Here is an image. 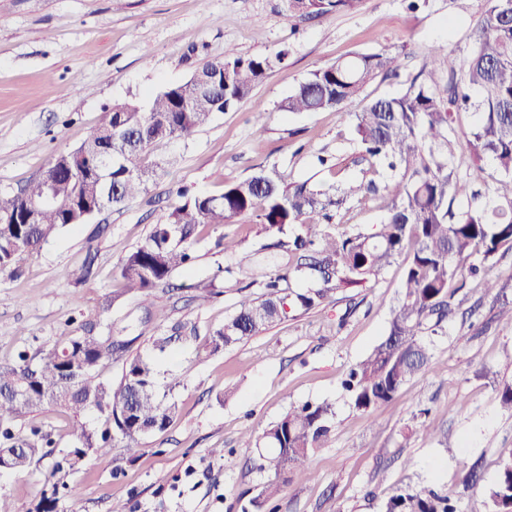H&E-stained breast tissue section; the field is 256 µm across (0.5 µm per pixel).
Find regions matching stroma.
I'll return each instance as SVG.
<instances>
[{
    "mask_svg": "<svg viewBox=\"0 0 512 512\" xmlns=\"http://www.w3.org/2000/svg\"><path fill=\"white\" fill-rule=\"evenodd\" d=\"M409 2L361 0L354 10L311 18L292 14L288 0H0L4 193L78 147L113 103L147 104L229 50L243 56L288 51L237 108L164 145L168 165L146 194L98 216L103 234L96 224L66 229L25 258L17 275L0 276V360L20 351L41 355L73 327L77 312L94 316L109 296V317L127 326L132 353L148 354L152 336L182 333L156 357L162 376L184 380L167 396L179 410L175 423L147 437L137 460L116 448L66 474L67 495L82 512H111L117 501L133 512H240L270 480L258 468V449L241 446L242 434L261 435L292 404L307 400L333 405L332 432L311 460L313 478L282 483L281 512H380L391 489L406 485L447 492L458 512H490L485 489L497 478L502 454L512 450V412L499 396L512 385V326L498 317L503 305H512V251L490 270L495 290L471 278L453 297L451 314L430 338L436 370L416 375L395 400L366 413L354 407L341 380L386 335L403 262L365 287L338 289L321 307L289 313L207 356L198 354V338L232 316L242 295L261 294L245 275L267 242L253 218L210 228L195 246L194 265L156 290V302L169 311L166 321L143 322L138 298L122 294L116 275L124 253L164 221L177 191L216 194L260 166L318 183L359 178L356 105L288 114L280 104L311 73L355 52L388 47L403 59L398 75H379L365 88L368 100L397 95L415 80L442 83L449 72H462L485 0H420L415 10ZM438 42L447 46L448 67L433 73L428 50ZM323 157L338 162L339 172L321 166ZM385 213L384 198L350 201L337 210L332 229L367 233ZM224 234L239 241L237 252L217 247ZM90 247L98 250L99 274L73 284L70 272ZM204 279L213 280L217 294L201 306L192 287ZM428 423L440 428L439 437L423 434ZM214 448L223 457L211 456ZM51 465L46 459L21 475L0 472V494L38 498ZM472 470L479 485L465 481ZM161 474L167 485H158Z\"/></svg>",
    "mask_w": 512,
    "mask_h": 512,
    "instance_id": "1",
    "label": "stroma"
}]
</instances>
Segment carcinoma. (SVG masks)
I'll return each instance as SVG.
<instances>
[{"instance_id":"obj_1","label":"carcinoma","mask_w":512,"mask_h":512,"mask_svg":"<svg viewBox=\"0 0 512 512\" xmlns=\"http://www.w3.org/2000/svg\"><path fill=\"white\" fill-rule=\"evenodd\" d=\"M360 0H288L291 12L326 16L356 8ZM288 56L283 48L272 56L245 57L232 52L207 63L202 73L208 88L198 91L193 80L158 92L149 105L116 102L82 144L57 154L58 171L47 184L36 178L13 194L0 193V275H15L20 261L38 251L61 230L85 224L88 214L102 206L118 207L148 190L157 170L169 163L159 156L149 166L143 157L168 142L190 135L217 112H226L246 99L275 64ZM400 57L381 49L314 71L285 98V112L343 109L358 100L380 74H397ZM471 110L477 115L467 148L474 169L467 179L449 167L456 142L448 131L454 117ZM364 174L382 168L389 179L373 178L330 185L292 181L276 169H260L249 177L227 182L216 195H198L172 205L166 221L152 225L145 239L121 258L118 274L124 291L139 297L148 320L166 313L152 291L171 275L194 262L201 229L230 224L250 215L260 232L273 239L263 246L271 254L260 258L257 273L262 293L244 297L236 313L205 336L199 352L215 353L235 346L265 327L288 318L299 308L320 307L328 293L342 287L364 286L401 258L403 288L391 310L386 336L371 353L351 367L343 380L354 406L366 412L395 399L402 386L422 371L434 369V356L424 341L451 314V299L478 268L474 256L491 266L496 256L512 250V0H486L473 34V48L462 75L448 73L441 86L411 83L406 91L364 103L354 113ZM112 145V162L105 182L91 167L92 154ZM494 162L500 173L493 199L476 188L482 162ZM384 192L387 213L372 233L310 232L315 217L330 221L328 210L347 199L358 201ZM463 200L462 209L455 204ZM38 211L35 224L25 213ZM98 250L87 246L76 284L94 279ZM314 276L320 287L294 294V278ZM101 304L95 319L66 329L40 359L22 351L0 362V470L27 471L34 461L51 456L55 441L38 425L21 433L22 421L46 408L67 413L74 443L55 462L37 500L0 495V512H58L66 484L56 475L75 469L89 456H105L115 444L129 459L142 451V441L162 433L178 416L165 401L151 360L141 354L125 356L130 340L112 330ZM123 360L114 383L102 370ZM103 418L99 427L84 422L86 412ZM332 406L304 402L292 406L262 436H242V444L270 449L259 455V469L272 480L250 501L255 512H279L271 504L279 480L291 473L309 476L307 464L331 433ZM491 512H512V451L503 455L495 482L486 489ZM381 512H458L456 503L432 488L396 487Z\"/></svg>"}]
</instances>
